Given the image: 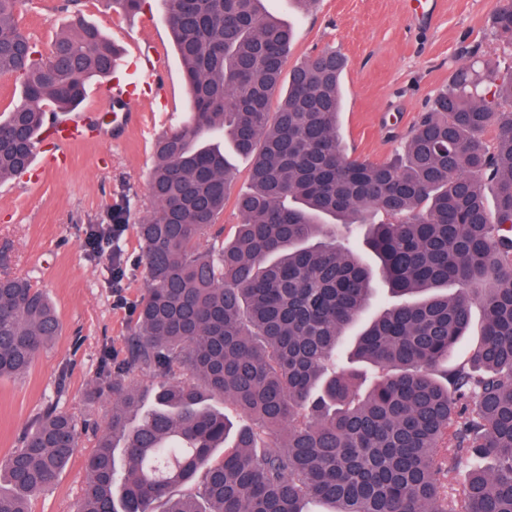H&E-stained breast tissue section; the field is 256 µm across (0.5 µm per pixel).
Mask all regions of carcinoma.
I'll use <instances>...</instances> for the list:
<instances>
[{
    "label": "carcinoma",
    "mask_w": 512,
    "mask_h": 512,
    "mask_svg": "<svg viewBox=\"0 0 512 512\" xmlns=\"http://www.w3.org/2000/svg\"><path fill=\"white\" fill-rule=\"evenodd\" d=\"M23 2L0 0V74L23 98L0 114V182L28 169L45 106L77 107L120 55L79 18L44 55L19 22ZM160 2L193 113L154 144L155 207L138 225L148 288L124 360L106 361L112 416L85 458L78 512H512V111H500L512 74L460 71L418 115L404 158L373 163L338 134L343 55L295 66L273 111L289 25L262 0ZM490 24L512 45V0ZM213 132L251 159L230 239L217 223L235 172L204 143ZM354 225L377 267L346 243ZM378 277L397 301L350 353L377 371L362 394L336 358ZM475 304L481 341L450 368ZM58 332L43 289L0 277V380L26 374ZM214 398L234 406L237 428ZM81 434L46 408L0 467V512H28ZM476 458L492 466L448 489Z\"/></svg>",
    "instance_id": "carcinoma-1"
}]
</instances>
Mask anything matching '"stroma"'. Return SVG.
<instances>
[{"mask_svg":"<svg viewBox=\"0 0 512 512\" xmlns=\"http://www.w3.org/2000/svg\"><path fill=\"white\" fill-rule=\"evenodd\" d=\"M498 0H434L427 20L416 19L410 0H316L303 11L296 0H264L265 11L292 26L286 65L323 50L347 59L339 127L346 151L374 163L390 161L420 112L470 67L479 73H512V47L489 23ZM95 24L126 58L153 51L165 80L155 97L125 71L86 83L80 108L106 116L114 82L129 84L127 109L135 118L113 133L58 152L52 138L38 145L31 167L0 183V276L25 277L44 289L61 332L21 378L0 380V465L21 444L51 403L90 425L55 485L35 494L30 512H75L86 482L84 458L112 414V397L99 392L103 356L122 360L135 306L147 280L138 261L136 227L151 210L147 179L154 142L173 129L168 114L193 111L180 58L157 0L127 14L101 0H25L20 24L41 51L72 25L73 13ZM115 205L128 207L122 235L88 249L92 225Z\"/></svg>","mask_w":512,"mask_h":512,"instance_id":"obj_1","label":"stroma"}]
</instances>
